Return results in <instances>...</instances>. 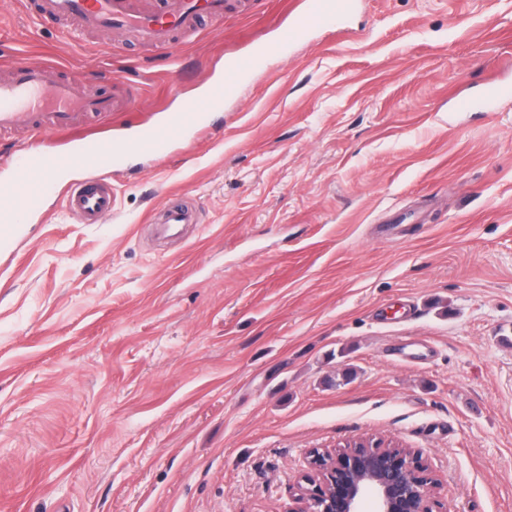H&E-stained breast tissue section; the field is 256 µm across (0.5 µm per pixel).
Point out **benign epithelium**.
<instances>
[{
    "instance_id": "benign-epithelium-1",
    "label": "benign epithelium",
    "mask_w": 512,
    "mask_h": 512,
    "mask_svg": "<svg viewBox=\"0 0 512 512\" xmlns=\"http://www.w3.org/2000/svg\"><path fill=\"white\" fill-rule=\"evenodd\" d=\"M440 483L420 451L360 437L345 448H313L288 512H442Z\"/></svg>"
}]
</instances>
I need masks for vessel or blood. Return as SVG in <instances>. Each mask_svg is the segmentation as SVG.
Listing matches in <instances>:
<instances>
[{"instance_id": "obj_1", "label": "vessel or blood", "mask_w": 512, "mask_h": 512, "mask_svg": "<svg viewBox=\"0 0 512 512\" xmlns=\"http://www.w3.org/2000/svg\"><path fill=\"white\" fill-rule=\"evenodd\" d=\"M356 5L357 0H303L302 8L273 39L229 58L224 65L225 80L213 85L205 97L191 100L184 111L168 113L162 121L141 127L129 143L110 146L103 141H84L51 156L16 154L8 163L10 176L0 181V246H8L24 222L22 201L49 177L70 170L79 171L81 177L68 186L69 211L81 223H100L115 208L116 197L101 176L111 167L115 154H168L190 131L207 123L210 110L230 97L241 80L264 72L271 58L285 55L311 32L345 29ZM230 7V0H172L165 11L146 12L139 0H41L39 17L45 21L69 17L100 31L122 28L137 40L167 48L175 37L186 39L195 34L198 16L220 18ZM112 83V96H91L83 92L80 76L59 73L51 62H15L9 75L0 79V132L18 128L36 135L80 131L89 118L103 119L127 109L129 92L120 78H113ZM153 221L165 233L175 234L184 225L195 223L196 217L187 205L172 198L154 214Z\"/></svg>"}]
</instances>
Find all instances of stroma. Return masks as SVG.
<instances>
[{
	"label": "stroma",
	"instance_id": "obj_1",
	"mask_svg": "<svg viewBox=\"0 0 512 512\" xmlns=\"http://www.w3.org/2000/svg\"><path fill=\"white\" fill-rule=\"evenodd\" d=\"M0 0L24 55L126 77L132 137L300 0L168 52ZM241 81L170 156L115 160L111 219L60 175L0 259V512H286L313 448L421 450L445 512H512V0H359ZM199 221L161 238L169 197Z\"/></svg>",
	"mask_w": 512,
	"mask_h": 512
}]
</instances>
